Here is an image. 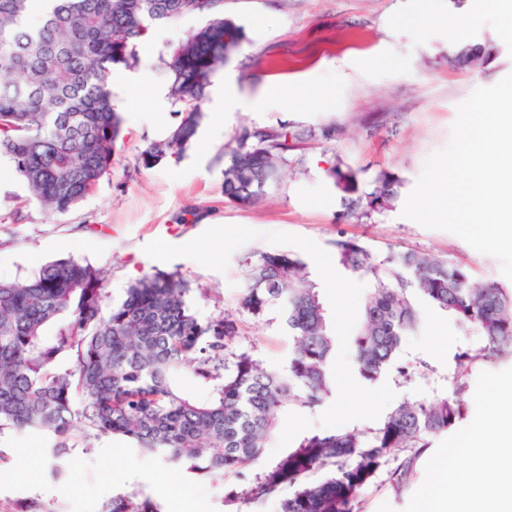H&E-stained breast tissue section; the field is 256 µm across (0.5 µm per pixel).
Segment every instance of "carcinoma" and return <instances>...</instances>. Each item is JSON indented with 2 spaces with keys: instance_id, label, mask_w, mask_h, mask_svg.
Here are the masks:
<instances>
[{
  "instance_id": "cac0c4a2",
  "label": "carcinoma",
  "mask_w": 512,
  "mask_h": 512,
  "mask_svg": "<svg viewBox=\"0 0 512 512\" xmlns=\"http://www.w3.org/2000/svg\"><path fill=\"white\" fill-rule=\"evenodd\" d=\"M188 16L204 23L158 57L181 120L141 151L146 168L180 157L194 140L207 88L246 40L243 27L224 17V0H0V155L40 205L64 213L112 175L123 128L112 73L138 63L137 48L153 25ZM296 140L286 127L240 126L224 167V198L249 204L262 197ZM331 175L351 216L398 195V179L385 171L370 192L360 191L349 168L337 164ZM332 246L345 271L370 285L357 319L343 331L299 256L263 252L250 265L238 315L259 318L281 306L293 341L284 373L235 348L237 315L199 318L190 306L192 288L176 272L142 276L111 307L103 272L73 259L50 262L24 282L1 281L0 431L44 435L56 478L67 474L76 431L87 440L120 436L189 473L241 475L259 460L288 407L313 408L332 395L341 344L353 351L367 384L391 371L404 382L426 375L427 363L401 365L399 354L404 338L420 328L421 305L436 308L479 342L455 353L453 391L437 388L403 402L374 427L305 435L294 451L255 473L240 495L227 497L229 503L266 498L330 464L333 476L299 484L279 512H355L357 491L377 470L396 461L392 476L404 481L430 439L464 419V378L478 360L512 362V289L475 280L447 259L413 251L376 259L343 235ZM185 371L206 397L181 389ZM104 512L158 507L133 494Z\"/></svg>"
}]
</instances>
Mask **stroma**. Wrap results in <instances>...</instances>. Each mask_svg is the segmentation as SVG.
I'll use <instances>...</instances> for the list:
<instances>
[{
  "instance_id": "35a3bbf8",
  "label": "stroma",
  "mask_w": 512,
  "mask_h": 512,
  "mask_svg": "<svg viewBox=\"0 0 512 512\" xmlns=\"http://www.w3.org/2000/svg\"><path fill=\"white\" fill-rule=\"evenodd\" d=\"M224 15L242 26L246 40L214 80L230 84L235 96L254 95L270 84L288 88V109L243 112L226 107L216 115L205 100L198 134L181 158L139 167L146 143L165 138L180 121L165 88L158 56L201 26L196 17L153 26L138 48L137 65L114 70L112 94L123 116L112 176L65 213H50L12 177L0 157V280L21 282L49 262L73 258L102 269L109 301H120L128 285L160 269L179 273L193 292L200 318L237 310L250 264L266 251H289L304 259L316 281L344 279L345 288L321 290L328 310L345 304L349 314L368 288L347 276L331 242L337 235L361 241L380 258L416 251L460 263L477 280H501L499 261L457 235L429 229L402 215L425 160L445 148L457 106L474 89L512 73V21L485 0H224ZM479 44L491 54L482 64L461 67L456 53ZM320 87L305 96L303 85ZM243 124L288 126L303 139L289 154L280 180L258 202L224 198V166L236 129ZM333 132L323 139L321 129ZM356 172L361 190L387 171L401 182L398 197L384 209L346 215L342 193L330 175L334 164ZM424 324L405 338L401 356L421 358L436 370L397 384L386 376L359 382L351 355L339 349L333 394L312 409H291L280 419L261 463L268 466L293 451L310 433L350 426L348 410L370 408L377 422L405 401L427 396L443 380L465 336L452 319L424 307ZM238 349L251 352L268 369L285 372L293 343L278 308L262 319L240 318ZM512 384V364L486 361L468 378V419L497 416L498 396ZM457 425L432 438L405 486H396L382 467L357 494V512H417L427 488L436 484L442 461L472 467L473 451L460 448ZM69 475L53 479L48 440L31 431L0 435V512H102L118 495L137 492L160 512H278L292 494L284 486L258 502L227 504L246 480L229 475L215 481L173 469L138 453L127 441L75 435Z\"/></svg>"
}]
</instances>
